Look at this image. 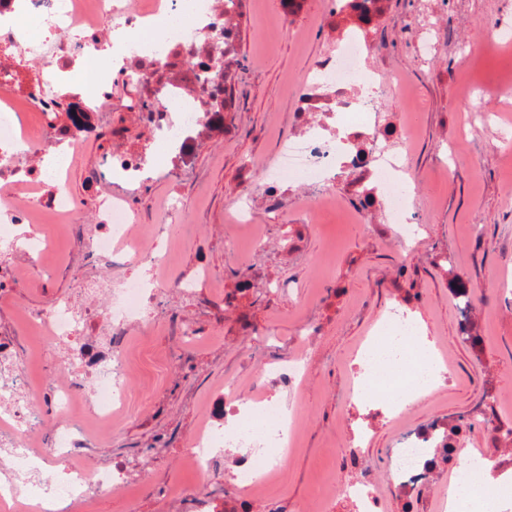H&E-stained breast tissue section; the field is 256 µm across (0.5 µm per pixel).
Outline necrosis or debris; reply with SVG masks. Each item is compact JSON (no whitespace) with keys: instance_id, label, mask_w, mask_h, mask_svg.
Returning <instances> with one entry per match:
<instances>
[{"instance_id":"1","label":"necrosis or debris","mask_w":512,"mask_h":512,"mask_svg":"<svg viewBox=\"0 0 512 512\" xmlns=\"http://www.w3.org/2000/svg\"><path fill=\"white\" fill-rule=\"evenodd\" d=\"M247 4L248 0H142L138 6L130 0H0V245L23 246L38 262L49 249L39 214H54L67 224L85 221L83 204L64 189L67 159L94 131L97 112L110 106L112 84L99 82L91 100L64 92L63 77L76 60L100 63L107 74H125L153 103L152 111L141 116L148 132L146 150L116 152L109 161V180L132 185L152 170L159 151H166L169 166H179L202 147L204 131L223 126L230 109L223 78L205 81L200 74L218 50L224 53L225 75L232 74L237 19ZM119 36L130 37L131 42L125 52L111 54ZM368 50L364 30L357 27L345 33L335 52L316 62L295 97L298 111L316 114L317 120L285 143L265 187L276 191L283 180L318 184L327 198L335 194L334 181L340 172H359L369 178L359 192L362 210L379 208L394 224L400 243L406 244L418 233L408 169L404 158L387 148L389 138L404 134L405 129L381 121L373 95L376 76L360 64ZM19 100L45 116L66 104L72 114L67 150L48 155L41 165H22L16 143L32 144L39 136L21 122L15 106ZM46 182L55 183L52 194L23 197L18 193L19 188ZM95 212L100 231L88 243L92 259L145 261L153 268L165 262L166 253L153 251L137 234V213L126 193L100 189ZM84 292L93 298L107 295L101 316L107 328L116 331L156 296L140 282L127 281L116 289L108 279L87 282ZM29 321L48 340L80 343L79 361L95 376L94 399L86 407L102 420L111 419L113 408L124 405L129 373L124 353L115 350L101 358L85 348L87 318L67 302H55ZM361 355L369 377L354 390V397L370 405L378 390H387L394 413L431 390L444 373L429 351L421 348L417 325L398 310L363 345ZM28 384V377L21 374L11 381L0 378L1 448L12 447L19 433L33 435L42 426V399L29 391ZM227 406L234 417L232 425L205 424L187 460L206 483L218 448L246 449V456L235 463L233 478L242 491L252 493L277 467L270 449L288 447L293 417L266 397L250 405L231 398ZM80 435L79 425H66L50 445L26 454L21 476L0 477V505L6 497L25 494L55 503L83 496L91 484L112 490L111 472L91 475L72 464L83 445ZM433 445L428 431L405 434L403 446L390 462L397 491L413 494L429 479L434 470ZM460 451L455 445L448 452V472L457 492L481 506L512 504V481L490 480L488 456L476 452L464 463Z\"/></svg>"}]
</instances>
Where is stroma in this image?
<instances>
[{"label":"stroma","instance_id":"obj_1","mask_svg":"<svg viewBox=\"0 0 512 512\" xmlns=\"http://www.w3.org/2000/svg\"><path fill=\"white\" fill-rule=\"evenodd\" d=\"M281 0H259L241 16L235 108L223 130L179 170L159 162L129 196L142 226L155 222L166 201L182 223L159 238L171 259L157 269L168 281L162 301L128 322L118 336H99L101 350L119 345L132 373L127 401L109 433H91L81 457L89 472L117 462L126 471L118 489L90 488L94 512H303L327 499L329 512H356L343 487L369 473L381 512H440L448 464L438 461L430 481L413 495L395 493L386 473L401 430L382 406L352 404V360L393 305H401L446 352L452 378L407 410L406 428L449 432L463 426L466 447L506 460L512 448V411L500 394L512 392V0H384L365 32L367 66L379 84L397 79L412 92L409 106L383 98V122L409 109L415 136L391 140L406 150L413 174L417 242L400 247L391 225L373 210L357 218L347 194L350 175L337 183L335 207L319 208L317 186L284 183L267 192L264 175L282 143L306 121L294 93L321 57L335 49L356 20L334 12L331 0H303L283 14ZM479 104L464 115L462 96ZM125 86L113 88L112 107L100 112L95 138L85 140L69 167L68 188L90 203L114 145L112 130L128 129L134 150L143 129ZM247 197L252 221L236 223L231 208ZM95 225L49 224L51 248L31 271L25 249L0 250V269L22 282H0V366H21L42 388L68 374L69 343L50 345L30 328L27 314L57 300L85 306L84 280L99 278L84 238ZM196 282L182 294L177 282ZM470 290L461 314L456 292ZM302 358L301 384L263 376L271 364ZM244 396L264 395L296 411L298 439L282 472L270 474L262 498L240 492L231 480L234 455L221 453L203 505L172 503L170 486H197L183 457L210 406L226 384ZM369 440L340 451L358 427Z\"/></svg>","mask_w":512,"mask_h":512}]
</instances>
